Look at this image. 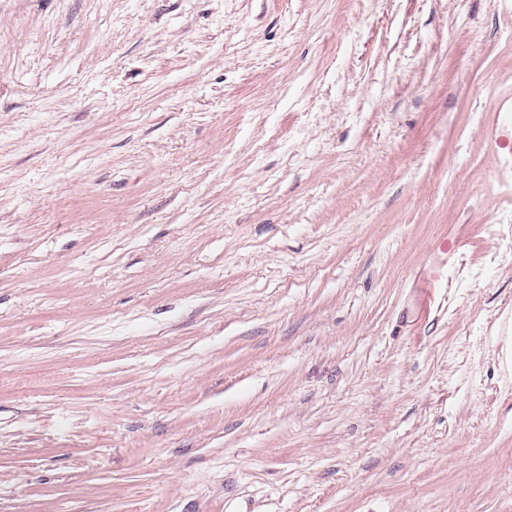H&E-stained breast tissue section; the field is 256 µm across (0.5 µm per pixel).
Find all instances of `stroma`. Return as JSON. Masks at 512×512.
I'll use <instances>...</instances> for the list:
<instances>
[{"mask_svg":"<svg viewBox=\"0 0 512 512\" xmlns=\"http://www.w3.org/2000/svg\"><path fill=\"white\" fill-rule=\"evenodd\" d=\"M0 512H512V0H0Z\"/></svg>","mask_w":512,"mask_h":512,"instance_id":"1","label":"stroma"}]
</instances>
